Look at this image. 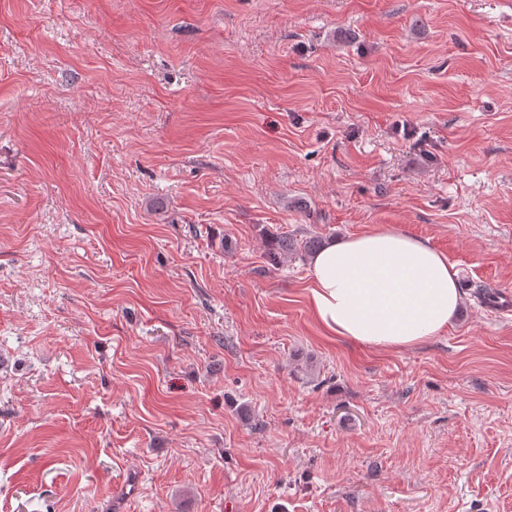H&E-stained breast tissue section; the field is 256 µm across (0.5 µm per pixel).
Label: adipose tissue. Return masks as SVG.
Segmentation results:
<instances>
[{
	"label": "adipose tissue",
	"instance_id": "ef3b65f1",
	"mask_svg": "<svg viewBox=\"0 0 512 512\" xmlns=\"http://www.w3.org/2000/svg\"><path fill=\"white\" fill-rule=\"evenodd\" d=\"M309 277L320 325L373 349H406L438 335L462 304L447 259L391 230L326 244L311 258Z\"/></svg>",
	"mask_w": 512,
	"mask_h": 512
}]
</instances>
